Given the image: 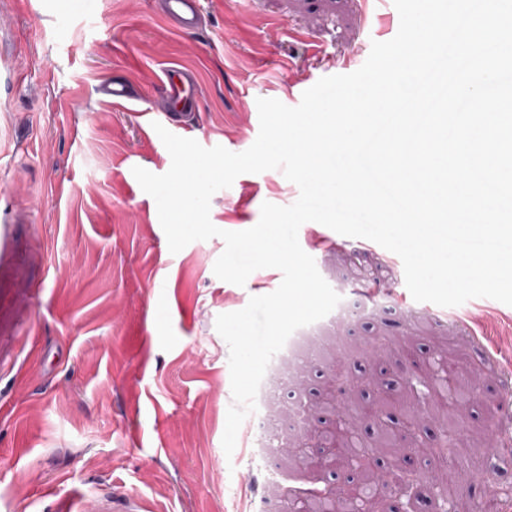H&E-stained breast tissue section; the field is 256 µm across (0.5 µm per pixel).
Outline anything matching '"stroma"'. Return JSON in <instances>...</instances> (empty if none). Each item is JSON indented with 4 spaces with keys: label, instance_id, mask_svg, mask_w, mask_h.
I'll return each instance as SVG.
<instances>
[{
    "label": "stroma",
    "instance_id": "stroma-1",
    "mask_svg": "<svg viewBox=\"0 0 512 512\" xmlns=\"http://www.w3.org/2000/svg\"><path fill=\"white\" fill-rule=\"evenodd\" d=\"M200 2L201 26L183 34L156 0H0V512H123L129 500L142 512H253L338 487L334 468L293 454L335 430L327 398L372 402L382 379L405 395L442 352L471 378L463 422L388 427L396 447L439 436L473 458L441 485L442 460L413 456L416 489L384 488L377 512H442L446 494L472 512L512 491V445L491 451L486 423L501 403L498 426L512 434V306L415 301L399 256L316 222L299 244L353 317L322 319V336L272 379L266 424L242 423L225 454L233 396L216 318L275 291L282 274L218 279V237L170 252L133 170L166 173L171 157L140 113L161 110L163 72L183 65L201 107L175 111L170 132L245 151L258 99L297 106L320 78L359 69L400 19L393 0ZM105 80L131 84L135 100L113 108ZM298 196L281 170L245 173L213 195L210 219L243 231L263 203Z\"/></svg>",
    "mask_w": 512,
    "mask_h": 512
}]
</instances>
